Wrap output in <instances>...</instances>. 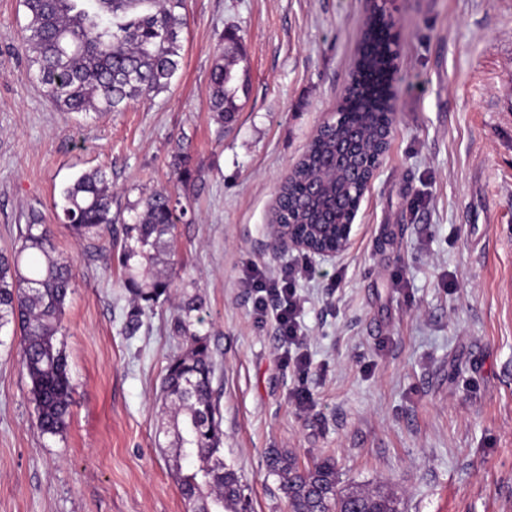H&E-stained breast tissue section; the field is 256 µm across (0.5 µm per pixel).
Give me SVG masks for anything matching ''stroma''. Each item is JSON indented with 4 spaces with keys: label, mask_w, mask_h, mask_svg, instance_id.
Returning <instances> with one entry per match:
<instances>
[{
    "label": "stroma",
    "mask_w": 512,
    "mask_h": 512,
    "mask_svg": "<svg viewBox=\"0 0 512 512\" xmlns=\"http://www.w3.org/2000/svg\"><path fill=\"white\" fill-rule=\"evenodd\" d=\"M397 39L387 151L360 201L351 247L307 259L273 241L276 196L345 95L370 0H187L168 91L123 112L57 111L22 49L21 0H0V252L30 210L72 261L56 345L70 414L41 432L18 327L0 329V512H186L175 412L161 398L193 328L214 363L224 460L252 512H289L267 458L335 462L339 490L384 487L402 512H512V0H389ZM234 33L248 94L233 122L209 110L214 52ZM187 148L200 177L172 167ZM112 178V233L89 251L55 221L78 174ZM179 195L154 268L169 296L126 335L133 303L110 263L143 194ZM299 280L312 369L281 360L274 311L257 316L249 267ZM405 285L397 288L393 277ZM314 398L304 412L292 394Z\"/></svg>",
    "instance_id": "1"
}]
</instances>
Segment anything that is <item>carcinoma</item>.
<instances>
[{"label":"carcinoma","mask_w":512,"mask_h":512,"mask_svg":"<svg viewBox=\"0 0 512 512\" xmlns=\"http://www.w3.org/2000/svg\"><path fill=\"white\" fill-rule=\"evenodd\" d=\"M26 24L24 48L36 77L61 112H121L135 100L168 90L181 65L179 32L185 25V0H23ZM393 22L371 14L366 22L350 84L337 111L349 123L363 125L364 147L379 148L380 130L392 124L395 54ZM242 60L235 35H224L211 71L210 110L218 123L230 122L240 111L239 93L247 90V74L236 69ZM347 128L323 127L295 165L293 176L280 187L272 222L334 224L336 214L355 212L357 198H335L336 139ZM173 166L185 182L195 177L191 156L182 149ZM319 172L330 176L324 198L300 211L304 181ZM56 213L76 238L93 241L112 232V180L99 168L79 174L61 192ZM133 222L124 225L117 256L121 287L140 303L125 332L134 335L139 313L168 295L170 281L152 273L168 245L174 224L186 215L179 200L166 190H154L133 206ZM73 270L56 255L53 232L33 212L21 230L18 246L0 253V328L18 325L23 366L37 405L38 426L44 433L62 432L69 416L71 384L67 360L55 340L73 286ZM184 307L177 331L188 338L185 353L173 358L161 383L164 400L178 407L171 447L178 457L199 463L177 471L179 489L191 512H248L236 472L224 463L223 432L212 401L213 365L207 337L191 330V312ZM270 472L282 479L291 512H399L397 497L381 487L337 489L335 464L324 459L307 472L295 458L273 452Z\"/></svg>","instance_id":"carcinoma-1"}]
</instances>
